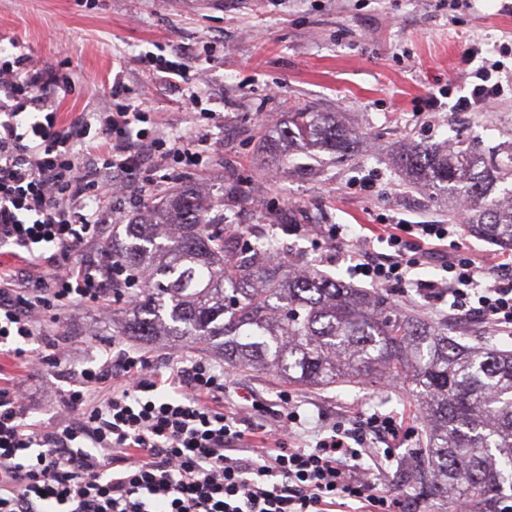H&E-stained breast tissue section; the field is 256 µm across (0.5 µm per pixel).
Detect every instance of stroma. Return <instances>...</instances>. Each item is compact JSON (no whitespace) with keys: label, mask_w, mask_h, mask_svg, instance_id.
Masks as SVG:
<instances>
[{"label":"stroma","mask_w":512,"mask_h":512,"mask_svg":"<svg viewBox=\"0 0 512 512\" xmlns=\"http://www.w3.org/2000/svg\"><path fill=\"white\" fill-rule=\"evenodd\" d=\"M504 0H0V57L28 53L49 70L67 74L72 87L50 101L62 124L81 113L112 107V84L121 98L143 104L167 132H190L204 142L200 167L158 163L123 175L127 190L113 199V224L142 213L175 187L189 185L220 196L228 178L252 191L245 209L225 208L226 223H261L268 208L303 212L308 232L280 235L282 254L360 287L347 258L350 244L331 240L328 224H444L448 197L429 198L409 184L398 154L412 144L472 141L487 149L512 143V86L492 116L457 112L478 60L500 61L512 75V11ZM194 68L206 67L201 101L189 106L180 87L149 74L145 52ZM312 107L336 115L337 124L364 133L339 162L285 169L288 143L280 134L289 113ZM113 224L86 244L83 258L100 260ZM389 302L448 325L449 334L512 349V333L451 315L447 304L412 288L387 286ZM99 301L87 300L46 321L45 334L60 363L45 371L0 354V378L18 382L30 419L52 421L71 368L84 358L106 360L133 338L113 336ZM237 386L268 404L280 392L300 403L303 437L361 412L394 413L407 431L394 458L373 479L379 489L407 496L415 512H469L419 495L408 467L420 446L421 414L399 383L302 388L269 371L238 370Z\"/></svg>","instance_id":"35a3bbf8"}]
</instances>
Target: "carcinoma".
Here are the masks:
<instances>
[{
  "label": "carcinoma",
  "instance_id": "cac0c4a2",
  "mask_svg": "<svg viewBox=\"0 0 512 512\" xmlns=\"http://www.w3.org/2000/svg\"><path fill=\"white\" fill-rule=\"evenodd\" d=\"M281 137L331 157L358 133L329 112H293ZM488 155L477 145H414L400 156L408 177L468 205L471 235L512 248V145ZM241 197L230 180L214 199L175 190L112 232V310L120 336L147 344L223 351L230 369L272 370L306 386L402 381L423 413L425 452L412 482L453 504L484 512L512 489V351L473 345L383 296L297 271L280 257L274 229L296 224L288 210L257 229L224 223V200Z\"/></svg>",
  "mask_w": 512,
  "mask_h": 512
}]
</instances>
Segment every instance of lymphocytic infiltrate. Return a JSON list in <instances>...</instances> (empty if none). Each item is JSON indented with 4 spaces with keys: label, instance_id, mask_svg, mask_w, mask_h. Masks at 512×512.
<instances>
[{
    "label": "lymphocytic infiltrate",
    "instance_id": "1",
    "mask_svg": "<svg viewBox=\"0 0 512 512\" xmlns=\"http://www.w3.org/2000/svg\"><path fill=\"white\" fill-rule=\"evenodd\" d=\"M474 77L457 111H489L503 95L492 68L480 67ZM70 85L24 53L0 63V248L21 261L0 270V345L33 366L50 362L25 351L43 340L39 315L111 290L104 267L91 260L45 270V249L76 255L110 221L101 175L132 172L146 154L192 166L203 161L195 136L149 128V113L129 103L60 124L46 101ZM96 141L107 149L83 154ZM456 232L453 224H398L384 253L369 248L363 231L338 226L331 235L350 238L351 268L371 285L410 283L420 295L447 301L449 310L512 330L504 260L489 262L461 246L442 263L440 279L411 280ZM72 378L60 419L47 424L30 421L17 383L0 385V512H338L346 500L351 512L409 510L404 496L377 491L362 464L392 457L390 444L402 431L394 414H358L300 446L292 395L281 392L279 418L268 423L250 391L226 401L230 374L204 356L160 370L125 349L112 363L87 360ZM109 380L111 392L95 395ZM245 415L251 424L244 430Z\"/></svg>",
    "mask_w": 512,
    "mask_h": 512
}]
</instances>
